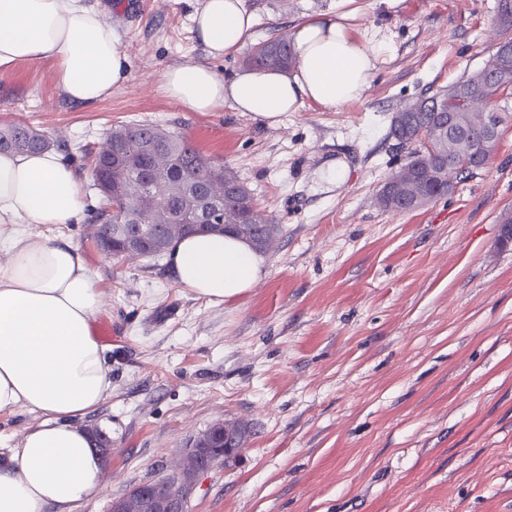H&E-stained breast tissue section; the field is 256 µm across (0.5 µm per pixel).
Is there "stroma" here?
I'll return each instance as SVG.
<instances>
[{
	"label": "stroma",
	"mask_w": 512,
	"mask_h": 512,
	"mask_svg": "<svg viewBox=\"0 0 512 512\" xmlns=\"http://www.w3.org/2000/svg\"><path fill=\"white\" fill-rule=\"evenodd\" d=\"M119 32L131 78L101 102L68 101L47 63L0 69V124L53 133L71 154L112 124L151 121L224 162L281 234L267 275L219 304L178 285L166 258L112 261L89 235L99 202L43 234L77 244L118 335L112 396L82 421L112 441L101 490L75 512H109L170 472L215 422L253 433L199 478L187 512H512V94L498 148L454 193L403 214L376 195L405 161L394 112L483 68L496 0H250L252 43L314 13H352L384 42L362 99L303 105L276 128L224 107L190 112L158 87L165 67L208 60L190 16L201 0H90ZM349 166L339 186L323 171Z\"/></svg>",
	"instance_id": "35a3bbf8"
}]
</instances>
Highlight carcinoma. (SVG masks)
<instances>
[{
	"label": "carcinoma",
	"instance_id": "obj_1",
	"mask_svg": "<svg viewBox=\"0 0 512 512\" xmlns=\"http://www.w3.org/2000/svg\"><path fill=\"white\" fill-rule=\"evenodd\" d=\"M290 42L271 37L242 60L249 69L291 67ZM468 79L448 87L443 93L417 97L414 111L422 113V125L431 131L448 121V113L464 108L461 90ZM108 139L121 142L128 154H138L144 145L157 147L155 154L142 163L143 171L124 164L112 150L82 149L81 161L93 170L95 186L102 204L93 216L90 235L95 243L112 239V259L125 258L124 242L113 237V227L126 224L134 215L151 225L148 242L161 239L171 245L168 234L182 226L178 238L199 233V227L188 223L201 200L209 198L218 204L212 212V223L224 225V232L241 236L246 231L257 239L269 232L279 234L275 218L260 209L251 190L236 173L221 163L203 157L183 135L149 121L119 122L112 126ZM56 141L42 130L27 124L0 126V153H31L51 148ZM409 173L402 179L399 197L407 191L425 193L435 199L448 194L445 179L448 159L418 156L417 149L406 155Z\"/></svg>",
	"mask_w": 512,
	"mask_h": 512
}]
</instances>
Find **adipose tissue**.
Segmentation results:
<instances>
[{
    "instance_id": "ef3b65f1",
    "label": "adipose tissue",
    "mask_w": 512,
    "mask_h": 512,
    "mask_svg": "<svg viewBox=\"0 0 512 512\" xmlns=\"http://www.w3.org/2000/svg\"><path fill=\"white\" fill-rule=\"evenodd\" d=\"M190 20L210 61L164 69L163 94L192 112L228 105L269 126L306 103L361 99L381 53L344 16L317 13L294 27L290 70L225 76L212 62L244 47L255 12L247 0H202ZM42 61L82 105L131 78L119 33L88 0H0V68ZM82 213L77 174L59 153L0 154V413L38 417L0 463V512H73L100 490L103 459L76 421L112 394L107 348L91 333L103 294L77 245L38 231ZM168 263L181 287L211 303L242 296L266 274L246 241L218 234L174 241Z\"/></svg>"
}]
</instances>
